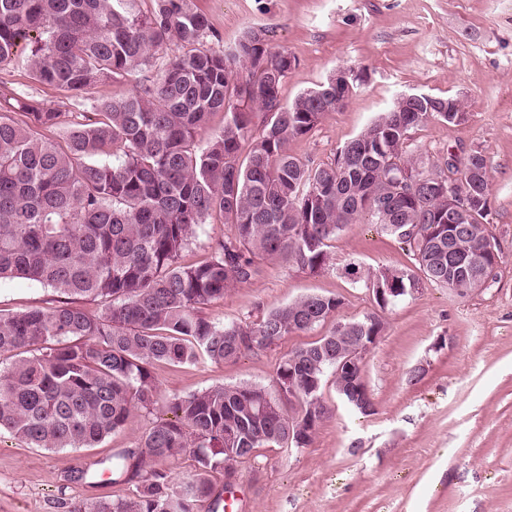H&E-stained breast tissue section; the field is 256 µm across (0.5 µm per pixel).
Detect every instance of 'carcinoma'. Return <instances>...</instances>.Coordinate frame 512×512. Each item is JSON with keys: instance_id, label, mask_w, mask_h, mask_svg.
I'll return each mask as SVG.
<instances>
[{"instance_id": "obj_1", "label": "carcinoma", "mask_w": 512, "mask_h": 512, "mask_svg": "<svg viewBox=\"0 0 512 512\" xmlns=\"http://www.w3.org/2000/svg\"><path fill=\"white\" fill-rule=\"evenodd\" d=\"M0 0V64H14L86 107L83 121L53 136L60 112L18 98L0 104V280L24 278L64 295L52 307L0 314V430L29 448H93L157 403L156 363H224L306 333L336 314L343 300L308 294L253 325L211 320L201 308L258 274L255 257L317 273L330 242L350 224H376L408 246L415 266L364 276L379 308L427 280L459 295L494 280L498 243L488 215L484 155L470 151L444 165L410 149L409 132L433 117L446 97L397 100L377 120L319 164L289 153L312 132L336 93L292 102L280 89L297 59L274 50L267 30L249 29L230 52L205 49L206 16L190 0ZM29 54L18 53L20 42ZM170 41L188 48L157 77L122 98L90 99L98 82L152 65ZM224 127L203 146L211 115ZM250 142L245 158L242 143ZM112 155V161L95 157ZM425 168L432 182L448 168L481 198L466 214V263L448 266V200L434 187L392 194V177ZM220 215L229 232L209 256L183 265L197 229ZM91 298L90 314L75 305ZM373 312L339 320L330 333L290 350L273 388L224 386L169 402L138 449L112 453V481L138 478L134 497L78 503L71 512H196L222 500L208 473L256 448H304L332 414L321 400L336 374V337L380 336ZM295 401L300 409L287 411ZM192 453L196 473L179 482L169 465Z\"/></svg>"}]
</instances>
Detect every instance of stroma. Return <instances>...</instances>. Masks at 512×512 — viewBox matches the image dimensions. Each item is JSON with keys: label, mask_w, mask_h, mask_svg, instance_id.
<instances>
[{"label": "stroma", "mask_w": 512, "mask_h": 512, "mask_svg": "<svg viewBox=\"0 0 512 512\" xmlns=\"http://www.w3.org/2000/svg\"><path fill=\"white\" fill-rule=\"evenodd\" d=\"M205 14L207 48L233 46L245 31L266 27L273 49L298 59L280 94L292 101L337 68L359 79L342 111L324 116L289 152L313 163L333 159L404 92L461 101L466 122L433 119L411 133V147L434 158L478 149L490 173L486 221L500 247L495 280L461 296L430 283L383 312L385 330L367 356L370 415L344 405L333 383L323 399L333 414L311 444L261 448L236 473L233 512H512V0H192ZM0 95L21 97L82 119L63 92L0 65ZM331 260L312 274L259 261V273L204 307L216 321L254 324L300 296H338L335 318L306 334L245 353L237 360L155 364L161 403L215 385L272 387L281 358L333 329L337 319L374 312L371 292L343 269L412 266L413 255L372 224L348 225ZM58 296L22 278L0 282V311L46 307ZM152 422L138 412L93 448H29L0 433V512H70L81 502L131 496L136 485L113 482L112 452L132 448ZM83 482L64 481L68 469Z\"/></svg>", "instance_id": "35a3bbf8"}]
</instances>
